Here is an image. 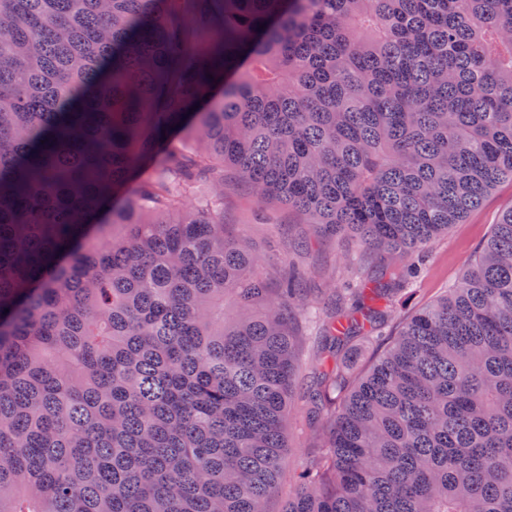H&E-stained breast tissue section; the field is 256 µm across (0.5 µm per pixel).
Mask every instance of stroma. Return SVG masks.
<instances>
[{
  "instance_id": "35a3bbf8",
  "label": "stroma",
  "mask_w": 512,
  "mask_h": 512,
  "mask_svg": "<svg viewBox=\"0 0 512 512\" xmlns=\"http://www.w3.org/2000/svg\"><path fill=\"white\" fill-rule=\"evenodd\" d=\"M512 206V182L501 183L465 221L449 227L447 234L429 247L422 274L414 288L398 295L393 313L385 323L382 338L366 341L356 337L344 347L346 365L352 376L365 374L382 353L385 335L396 332L398 324L443 295L462 275L490 236L501 212ZM224 223L230 235L248 241L263 264L287 261L305 272L302 286L308 302L324 316L335 313L336 289L346 287L351 265H358L362 279L377 271L379 260L350 236H315L311 227L299 223L295 212L274 202H260L252 191L232 176L224 178ZM288 444L277 495L269 502V512H278L293 490L287 479L305 463L329 434L327 424L308 426L299 410L288 416Z\"/></svg>"
}]
</instances>
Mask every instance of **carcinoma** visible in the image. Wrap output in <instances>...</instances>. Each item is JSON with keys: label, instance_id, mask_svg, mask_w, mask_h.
<instances>
[{"label": "carcinoma", "instance_id": "obj_1", "mask_svg": "<svg viewBox=\"0 0 512 512\" xmlns=\"http://www.w3.org/2000/svg\"><path fill=\"white\" fill-rule=\"evenodd\" d=\"M227 170L411 287L512 182V0H0V512H268L295 324L378 316L268 288ZM328 353L279 512H512V208L362 378Z\"/></svg>", "mask_w": 512, "mask_h": 512}]
</instances>
